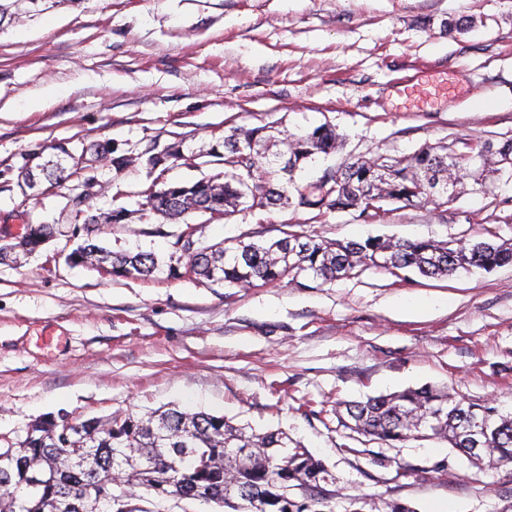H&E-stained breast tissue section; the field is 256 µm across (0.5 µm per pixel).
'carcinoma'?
I'll return each mask as SVG.
<instances>
[{
	"mask_svg": "<svg viewBox=\"0 0 512 512\" xmlns=\"http://www.w3.org/2000/svg\"><path fill=\"white\" fill-rule=\"evenodd\" d=\"M336 128L323 124L304 135L288 134L287 153H271L276 142L271 127L232 126L224 132L223 169L195 181L169 183L168 164L191 165L176 144L153 142L136 156L119 155L109 140H97L74 156L66 144L55 149L73 164L39 162L29 154L18 168L17 185L35 188L40 182L58 184L85 169V154L108 161L117 171L146 158L151 184L142 191L146 206L167 221L179 223L197 213L221 218L244 206L268 210L291 204L327 212L358 209L376 218L383 204L413 206L430 202L445 207L458 186L470 179L490 191L486 172L491 166L512 168V138L454 139L425 145L405 159L384 155L358 157L322 179L296 189L295 171L317 153L336 150ZM77 229L85 233L70 257L77 264L110 269L117 276L149 278L158 268L147 252L117 255L93 242L100 224H126L131 213L123 207L93 213L86 195L72 200ZM50 224H27L20 239L0 247V263L14 254H31L53 237ZM177 245L186 258V273L206 284L229 288L268 285L306 275L324 283L348 277L358 267L412 270L443 278L458 270L486 271L512 263V243L393 241L369 237L363 241L328 242L285 232L267 243L195 246L194 229L186 225ZM352 428L388 445L412 439L437 438L467 456L477 448L492 452L480 457L483 467L512 462V414L490 403L456 399L432 387L407 389L344 403ZM25 470L31 484L0 482V512H113L111 502L96 494L103 476H117L121 495L131 502L139 491L154 489L160 500L214 502L224 512H335L336 475L300 447L287 432H247L224 416L178 408L144 415L115 413L69 424L51 419L32 423L17 445L0 448V475Z\"/></svg>",
	"mask_w": 512,
	"mask_h": 512,
	"instance_id": "obj_1",
	"label": "carcinoma"
}]
</instances>
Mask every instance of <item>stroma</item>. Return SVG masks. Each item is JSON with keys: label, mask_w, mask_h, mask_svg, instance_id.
Returning a JSON list of instances; mask_svg holds the SVG:
<instances>
[{"label": "stroma", "mask_w": 512, "mask_h": 512, "mask_svg": "<svg viewBox=\"0 0 512 512\" xmlns=\"http://www.w3.org/2000/svg\"><path fill=\"white\" fill-rule=\"evenodd\" d=\"M464 18L448 33L444 19ZM331 124L342 146L295 174L315 181L351 158L412 155L455 138L512 136V0H64L0 23V171L57 143L109 140L136 154L180 144L195 167L232 126L302 134ZM23 196L0 180V245L50 224L40 251L0 264V448L34 421L75 422L178 406L280 429L336 475V512H512V463L484 470L437 439L391 448L345 427L341 402L431 386L512 412V264L448 278L363 267L331 283L248 289L184 274L183 226L146 210L144 166L97 164ZM133 217L103 224L114 253L151 252L152 277L75 266L72 200ZM196 240L264 243L283 232L330 242H512V173L455 201L358 211L238 208L191 214Z\"/></svg>", "instance_id": "stroma-1"}]
</instances>
